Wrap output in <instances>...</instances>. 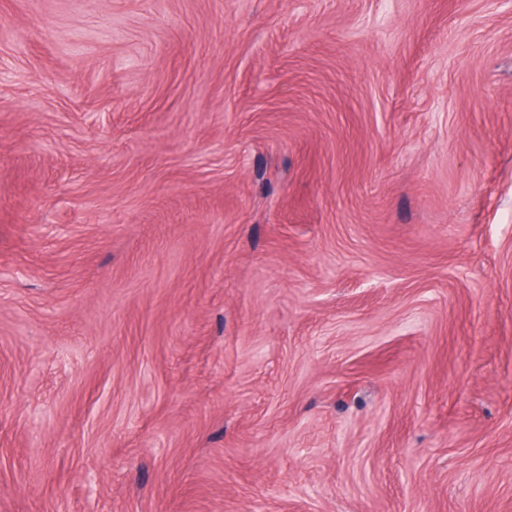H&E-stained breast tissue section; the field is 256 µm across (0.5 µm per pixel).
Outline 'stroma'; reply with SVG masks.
Here are the masks:
<instances>
[{"label": "stroma", "mask_w": 512, "mask_h": 512, "mask_svg": "<svg viewBox=\"0 0 512 512\" xmlns=\"http://www.w3.org/2000/svg\"><path fill=\"white\" fill-rule=\"evenodd\" d=\"M0 512H512V0H0Z\"/></svg>", "instance_id": "stroma-1"}]
</instances>
